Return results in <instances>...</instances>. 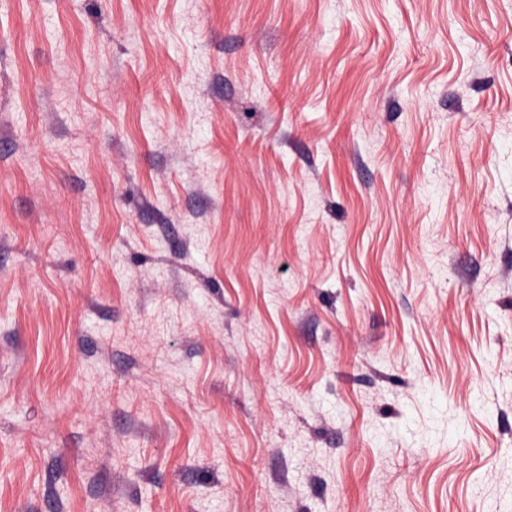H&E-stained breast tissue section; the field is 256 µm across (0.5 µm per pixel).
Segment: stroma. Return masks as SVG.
Here are the masks:
<instances>
[{
    "label": "stroma",
    "mask_w": 512,
    "mask_h": 512,
    "mask_svg": "<svg viewBox=\"0 0 512 512\" xmlns=\"http://www.w3.org/2000/svg\"><path fill=\"white\" fill-rule=\"evenodd\" d=\"M0 512H512V0H0Z\"/></svg>",
    "instance_id": "stroma-1"
}]
</instances>
